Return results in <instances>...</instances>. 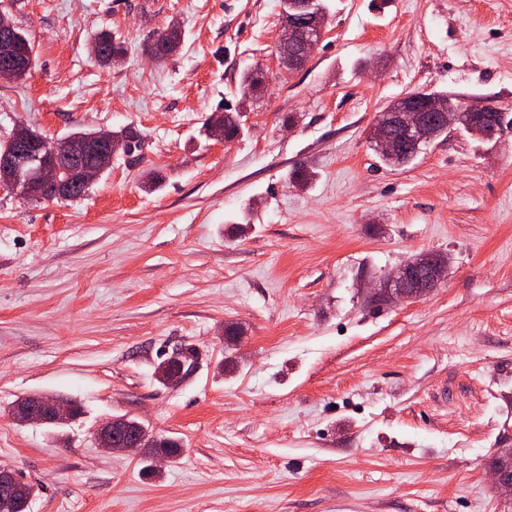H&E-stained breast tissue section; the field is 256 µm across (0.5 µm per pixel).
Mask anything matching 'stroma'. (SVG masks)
Listing matches in <instances>:
<instances>
[{
	"mask_svg": "<svg viewBox=\"0 0 512 512\" xmlns=\"http://www.w3.org/2000/svg\"><path fill=\"white\" fill-rule=\"evenodd\" d=\"M327 5L288 72L280 0H0L36 52L0 80V140L143 139L76 201L0 189V465L34 485L30 512H512L488 471L512 448V130H449L400 168L368 139L417 89L512 110V0ZM173 24L175 53L151 59ZM104 30L119 62L91 54ZM256 65L238 136L206 138ZM420 253L447 279L381 301ZM181 346L195 371L160 384ZM27 395L81 413L16 424ZM119 416L177 455L99 448ZM324 30L325 25L323 20L317 15L311 16L302 50L299 53L297 61H295L296 66L302 67L310 60L313 51L323 39ZM181 36V30L177 26H169L161 31L153 32L146 48L149 47L151 53H155L158 59H164L166 57L164 49L166 42L171 38L181 40Z\"/></svg>",
	"mask_w": 512,
	"mask_h": 512,
	"instance_id": "35a3bbf8",
	"label": "stroma"
}]
</instances>
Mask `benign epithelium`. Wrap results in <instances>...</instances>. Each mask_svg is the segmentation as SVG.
Returning a JSON list of instances; mask_svg holds the SVG:
<instances>
[{"instance_id": "7a95c632", "label": "benign epithelium", "mask_w": 512, "mask_h": 512, "mask_svg": "<svg viewBox=\"0 0 512 512\" xmlns=\"http://www.w3.org/2000/svg\"><path fill=\"white\" fill-rule=\"evenodd\" d=\"M17 25L4 12L0 13V78H21L24 76L29 48L16 37ZM325 25L317 15L311 16L302 50L295 65L304 66L312 57L315 48L321 43ZM297 27L295 16L282 13L281 34L278 45L283 47L295 41ZM444 106L436 98L424 97L415 93L399 98L389 109L380 115L371 134L375 150L382 157L399 160L418 149L422 144L434 140L444 127L442 115ZM474 132L485 140H493L506 132L505 115L485 104L471 109L463 116ZM32 142L28 127L19 125L9 139V145L0 150V187H11V173L25 162V156L18 147ZM41 149L49 161L36 172L37 184L30 188V195L40 196L39 184L57 183L58 195L68 193V186L57 182L60 165L68 164L77 179L85 185L92 184L107 169L117 154L130 158L134 155L133 143L127 139H115L108 130L96 131L91 137L73 136L61 142L42 141ZM448 273L447 261L442 256L428 267L424 276H419L414 268L402 265L389 273L380 285V295L397 301L419 299L439 287ZM176 357H170L157 371V377L166 385H175L184 378L183 370L174 365ZM30 407L23 402L16 403L10 416L22 423H64L73 418L76 407L58 400L31 395L27 397ZM129 418L118 417L98 426L95 440L99 447L111 450L113 433L126 428Z\"/></svg>"}]
</instances>
